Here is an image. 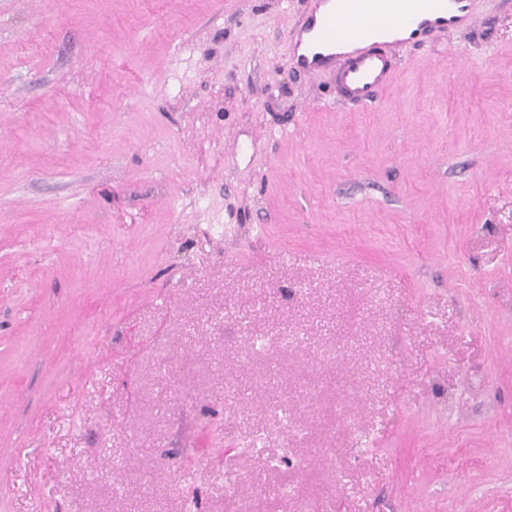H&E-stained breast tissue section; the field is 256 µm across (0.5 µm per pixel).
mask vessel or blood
I'll return each mask as SVG.
<instances>
[{"instance_id": "b4317fda", "label": "vessel or blood", "mask_w": 512, "mask_h": 512, "mask_svg": "<svg viewBox=\"0 0 512 512\" xmlns=\"http://www.w3.org/2000/svg\"><path fill=\"white\" fill-rule=\"evenodd\" d=\"M468 0H315L300 29L292 64L313 74L335 65L337 96L366 105L396 78L394 50L431 32L471 25Z\"/></svg>"}]
</instances>
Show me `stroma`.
<instances>
[{
	"instance_id": "obj_1",
	"label": "stroma",
	"mask_w": 512,
	"mask_h": 512,
	"mask_svg": "<svg viewBox=\"0 0 512 512\" xmlns=\"http://www.w3.org/2000/svg\"><path fill=\"white\" fill-rule=\"evenodd\" d=\"M310 8L0 0V512H512V0ZM471 24L468 0H389L383 8L375 0H315L291 61L306 74L336 63V95L367 105L393 84L397 47Z\"/></svg>"
}]
</instances>
